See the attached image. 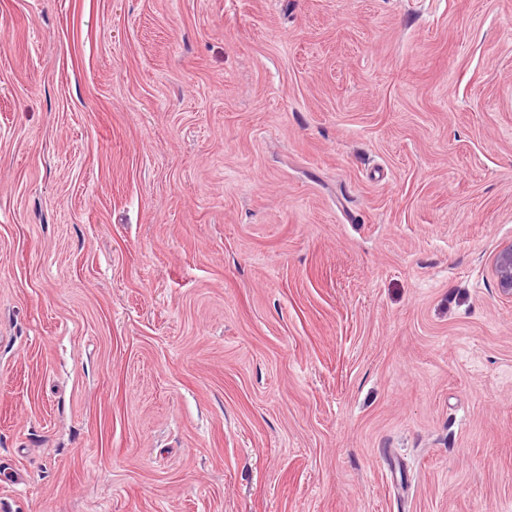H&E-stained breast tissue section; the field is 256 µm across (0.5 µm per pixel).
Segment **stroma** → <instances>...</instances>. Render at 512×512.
<instances>
[{
  "mask_svg": "<svg viewBox=\"0 0 512 512\" xmlns=\"http://www.w3.org/2000/svg\"><path fill=\"white\" fill-rule=\"evenodd\" d=\"M512 0H0V512H512ZM497 286L501 292L512 296V243L504 245L495 258Z\"/></svg>",
  "mask_w": 512,
  "mask_h": 512,
  "instance_id": "obj_1",
  "label": "stroma"
}]
</instances>
